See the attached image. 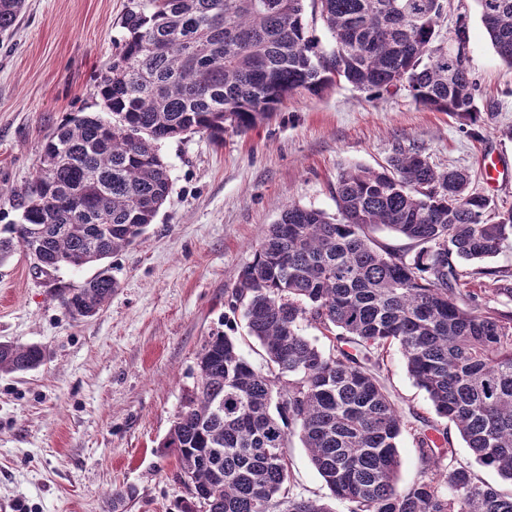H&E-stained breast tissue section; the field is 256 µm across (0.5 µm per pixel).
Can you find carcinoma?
<instances>
[{
  "label": "carcinoma",
  "mask_w": 512,
  "mask_h": 512,
  "mask_svg": "<svg viewBox=\"0 0 512 512\" xmlns=\"http://www.w3.org/2000/svg\"><path fill=\"white\" fill-rule=\"evenodd\" d=\"M25 0H0V36ZM446 0H312L334 42L306 22V0H129L127 35L99 94L112 119L83 116L44 145L17 223L0 230V264L29 230L43 240L40 273L95 265L131 246L171 192L158 144L205 133L216 141L270 118L288 96H320L340 81L376 97L406 89L418 104L478 121L469 58L448 61L439 31ZM486 38L512 67V0H476ZM464 169L438 170L419 149L380 168L345 169L337 215L290 205L253 246L228 306L266 366L216 332L160 447L189 474L185 512H335L294 490L285 448L296 436L349 512H512V494L460 462L447 433L406 419L377 372L387 349L475 461L512 481V273L470 270L512 239V209L487 223L491 201ZM383 226L408 240L379 242ZM481 287L472 288L476 279ZM117 282L103 267L62 298L95 316ZM318 330L323 349L304 328ZM35 343L0 341V373L42 365ZM410 431L425 463L398 487V444Z\"/></svg>",
  "instance_id": "obj_1"
}]
</instances>
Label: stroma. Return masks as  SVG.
<instances>
[{"label":"stroma","instance_id":"1","mask_svg":"<svg viewBox=\"0 0 512 512\" xmlns=\"http://www.w3.org/2000/svg\"><path fill=\"white\" fill-rule=\"evenodd\" d=\"M127 5L25 0L13 33L0 36V228L19 221L17 203L49 135L104 115L97 79L121 49ZM462 16L483 106L477 125L425 109L404 89L371 99L344 83L320 97L295 94L223 142L196 133L160 143L170 197L134 246L108 258L119 286L96 316L73 319L60 302L96 266L38 275L20 249L0 265V340L47 351L37 369L0 374V500L15 501L16 512H112L113 492L130 488L127 512H180L188 491L174 456L158 446L194 383L197 353L219 330L240 337L243 354L264 366L228 295L286 207L335 214L331 190L343 169L416 147L437 168L468 170L472 190L491 201L489 218L512 208V68L486 39L475 0H447L442 33L452 36ZM490 155L506 168L492 186ZM380 376L403 412L435 417L398 348ZM287 454L296 491L328 497L298 439Z\"/></svg>","mask_w":512,"mask_h":512}]
</instances>
